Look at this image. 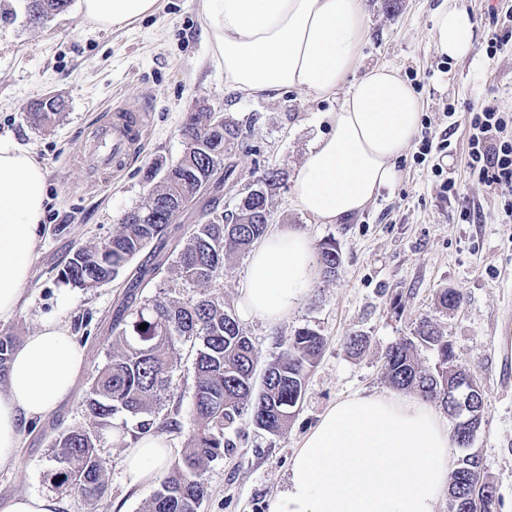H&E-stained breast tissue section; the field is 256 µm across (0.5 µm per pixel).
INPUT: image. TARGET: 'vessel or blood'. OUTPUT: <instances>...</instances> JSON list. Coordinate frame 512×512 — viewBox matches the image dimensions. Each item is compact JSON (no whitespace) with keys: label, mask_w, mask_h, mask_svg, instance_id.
<instances>
[{"label":"vessel or blood","mask_w":512,"mask_h":512,"mask_svg":"<svg viewBox=\"0 0 512 512\" xmlns=\"http://www.w3.org/2000/svg\"><path fill=\"white\" fill-rule=\"evenodd\" d=\"M143 129L140 107L124 105L114 108L97 126L99 144L93 158L94 166L107 170L121 160L133 158L142 143Z\"/></svg>","instance_id":"b4317fda"}]
</instances>
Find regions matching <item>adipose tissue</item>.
<instances>
[{
	"label": "adipose tissue",
	"instance_id": "1",
	"mask_svg": "<svg viewBox=\"0 0 512 512\" xmlns=\"http://www.w3.org/2000/svg\"><path fill=\"white\" fill-rule=\"evenodd\" d=\"M158 0H81L84 19L121 27L156 10ZM363 0H201L202 37L242 97L298 89L342 95L328 113L330 133L309 149L292 187L297 207L323 224L361 213L394 184L395 161L414 139L422 103L397 70L382 64L354 83L364 37ZM440 55L466 57L475 25L458 0L436 10ZM46 173L31 152L0 141V321L16 313L31 277L44 216ZM317 257L291 226L266 234L252 252L240 308L275 324L310 288ZM85 357L68 329L43 322L13 351L0 379V467L16 462L22 430L70 399ZM453 434L415 396L356 395L336 403L304 437L272 512H436L452 472ZM171 458L166 436L146 434L124 453L129 485L147 486Z\"/></svg>",
	"mask_w": 512,
	"mask_h": 512
}]
</instances>
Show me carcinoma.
I'll return each instance as SVG.
<instances>
[{
    "label": "carcinoma",
    "instance_id": "carcinoma-1",
    "mask_svg": "<svg viewBox=\"0 0 512 512\" xmlns=\"http://www.w3.org/2000/svg\"><path fill=\"white\" fill-rule=\"evenodd\" d=\"M72 0H26L28 22L36 27L66 11ZM64 102L47 96L36 103L29 119L39 127L54 124ZM181 133L185 151L181 159L166 166L159 160L146 172L151 184L145 203L128 212L120 226L100 245L82 246L67 258L60 279L75 288L89 290L114 280L121 270L151 243L155 250L129 274L124 300L112 316V355L96 369L85 397V406L97 431L81 427L59 433L51 445L48 476L61 493L76 492L90 499L107 491L106 469L99 453V432L111 426L112 417L126 413L142 417L138 432L149 431L166 403L174 396L173 374L181 360L180 347L195 350V392L190 409L191 434L181 458L160 479L146 501L144 512H200L207 495L204 474L210 463L224 457L230 443L225 429L242 409L252 411L255 424L277 433L288 425L294 409L305 395L306 376L324 347V340L310 329H300L288 338L282 356L270 363L255 387L256 356L249 337L224 306V297L206 290L224 274L226 259L248 250L267 232L270 221L269 190L279 184L276 170L264 173L249 196L240 199L231 217L211 208L208 219L193 225L188 236L168 246V228L182 205L196 197L217 170L224 178L233 165L224 162V142L234 136L219 112H189ZM318 261L325 274L336 273L340 255L329 241L319 247ZM201 287L196 299L184 301L166 284ZM158 295L137 303L149 285ZM445 310H456L462 294L443 289L438 295ZM145 329H139L141 324ZM420 341L437 351L432 369L415 360L412 344L389 348L384 365L386 378L397 388L412 389L421 397L440 400L448 406L454 396L457 375L448 371L454 351L431 322L418 329ZM15 347V338L0 332V373ZM488 487L485 512H501L502 499L496 485L482 475V461L474 453L464 455L451 474L448 495L452 512H469L475 485Z\"/></svg>",
    "mask_w": 512,
    "mask_h": 512
}]
</instances>
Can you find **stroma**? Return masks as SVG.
<instances>
[{
	"mask_svg": "<svg viewBox=\"0 0 512 512\" xmlns=\"http://www.w3.org/2000/svg\"><path fill=\"white\" fill-rule=\"evenodd\" d=\"M439 0H364L366 35L361 69L387 63L398 69L423 103L420 131L449 132L453 155L449 177L480 215L459 222L444 193L443 177L417 157L412 141L396 160L397 180L382 189L362 213L343 224H320L293 202V179L310 147L329 126L337 97L315 98L289 89L271 98H243L224 86V73L201 36L198 0H158L156 12L121 28L83 21L78 0L34 28L22 0H0V140L30 149L46 170V201L32 277L18 313L0 321V332L25 339L44 321L68 328L85 356L73 398L24 431L16 465L0 467V497L54 496L57 512H142L152 487L128 488L124 481L123 436L136 420L115 414L101 434L99 452L108 478L106 495L92 503L78 494L55 493L45 479L49 449L60 431L91 428L83 405L92 374L111 352L112 313L122 300L127 271L91 291L63 283L58 273L75 249L109 238L123 216L142 206L144 174L156 160L176 163L184 151L186 113H223L237 138L227 146L236 165L216 192L217 205L234 210L243 188L269 169L281 176L269 195L271 228L297 226L313 244L333 240L341 264L335 275L317 276L301 302L279 324L252 318L240 325L250 337L259 366L277 359L295 331L308 328L324 339L309 369L306 393L288 426L271 434L243 413L226 439L234 444L205 473L207 496L201 512H271L295 452L332 405L356 394L391 390L383 363L392 345L414 340L421 318H429L452 344L457 363L472 375L484 398L482 420L469 448L457 456H480L512 512V223L502 221L503 197L492 193L467 165V112L494 105L512 114V0H466L476 23V41L465 58L436 53L433 11ZM497 39L488 57L489 39ZM47 95L63 100L54 125L35 126L31 105ZM123 104L146 106L148 133L143 151L119 170L97 173L78 165L90 146L93 123ZM454 118H447V111ZM462 292L454 312L437 303L440 289ZM367 340L360 353L350 336ZM175 395L166 410L174 426L164 433L182 455L190 435L193 357L183 352L174 372Z\"/></svg>",
	"mask_w": 512,
	"mask_h": 512,
	"instance_id": "1",
	"label": "stroma"
}]
</instances>
